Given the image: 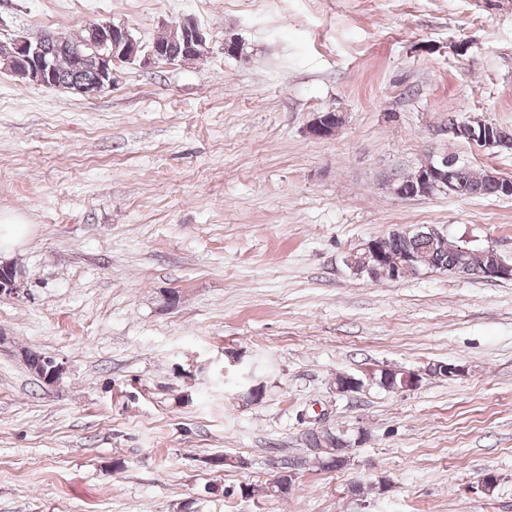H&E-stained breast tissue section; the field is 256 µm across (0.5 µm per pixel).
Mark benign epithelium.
I'll use <instances>...</instances> for the list:
<instances>
[{
    "instance_id": "7a95c632",
    "label": "benign epithelium",
    "mask_w": 512,
    "mask_h": 512,
    "mask_svg": "<svg viewBox=\"0 0 512 512\" xmlns=\"http://www.w3.org/2000/svg\"><path fill=\"white\" fill-rule=\"evenodd\" d=\"M87 39L83 46L65 43L58 36L53 42L42 37H19L14 40V57L1 58L0 70L7 71L20 79H28L37 86H69L82 95H96L112 88L114 70L112 65L118 62L133 63L142 54L141 42L127 28L112 24L110 21L91 22L86 26ZM170 40L183 46L182 55L198 56L206 51V37L198 25L188 21L180 29L172 30ZM64 51L70 58L69 79L59 77L53 58ZM342 124V115L338 112H322L309 125L310 137L321 139L336 133ZM480 131H475L473 121H464L457 126L458 134L476 142L485 148L512 149V139L506 138L496 126L479 122ZM448 166L447 156L428 157L415 167L416 188L420 197L431 196L445 190L446 177L444 168ZM481 187L489 194L500 196L512 195V181L505 179L492 170L484 171ZM407 230H396L385 236L373 238L363 244L362 255L368 257V264L358 267L355 256L347 258V265L358 274L369 273V278L382 280L383 276L395 281L409 274L421 272L419 257L412 252L395 255L387 247V240L396 236L404 237ZM461 254L466 259L451 269L459 277L481 276L489 280L511 279L512 264L505 262L493 248L481 253L477 265L470 264L469 257L475 255L473 248L464 247ZM24 288L19 275L6 266L0 265V296L17 295Z\"/></svg>"
}]
</instances>
